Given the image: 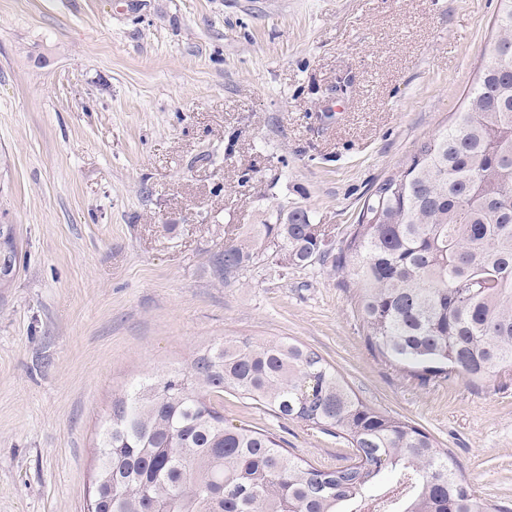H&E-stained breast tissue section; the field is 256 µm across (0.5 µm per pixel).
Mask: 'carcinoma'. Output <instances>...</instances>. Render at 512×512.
<instances>
[{"instance_id":"1","label":"carcinoma","mask_w":512,"mask_h":512,"mask_svg":"<svg viewBox=\"0 0 512 512\" xmlns=\"http://www.w3.org/2000/svg\"><path fill=\"white\" fill-rule=\"evenodd\" d=\"M491 61L451 124L377 184L340 248L306 210L276 215L215 259L228 280L264 254L331 263L356 289L376 356L422 385L489 387L512 371V0ZM344 438L322 470L273 434L224 419L226 392ZM89 512H507L476 495L452 454L370 405L320 355L286 338L221 339L148 372L101 422Z\"/></svg>"}]
</instances>
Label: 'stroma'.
Segmentation results:
<instances>
[{
  "mask_svg": "<svg viewBox=\"0 0 512 512\" xmlns=\"http://www.w3.org/2000/svg\"><path fill=\"white\" fill-rule=\"evenodd\" d=\"M497 0H0V512H86L113 393L220 338L286 337L512 507V376L427 387L380 361L327 264L212 265L277 212L343 240L492 55ZM317 468L343 439L228 393Z\"/></svg>",
  "mask_w": 512,
  "mask_h": 512,
  "instance_id": "1",
  "label": "stroma"
}]
</instances>
